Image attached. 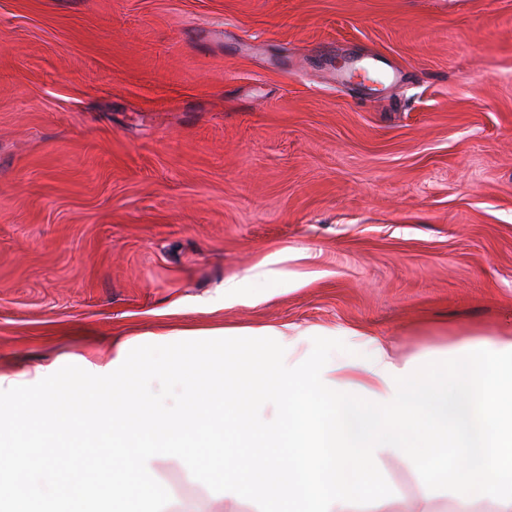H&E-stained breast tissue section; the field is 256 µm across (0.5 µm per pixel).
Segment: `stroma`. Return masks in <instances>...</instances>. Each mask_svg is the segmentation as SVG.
Segmentation results:
<instances>
[{
  "instance_id": "1",
  "label": "stroma",
  "mask_w": 512,
  "mask_h": 512,
  "mask_svg": "<svg viewBox=\"0 0 512 512\" xmlns=\"http://www.w3.org/2000/svg\"><path fill=\"white\" fill-rule=\"evenodd\" d=\"M507 323L512 0H0V372Z\"/></svg>"
}]
</instances>
